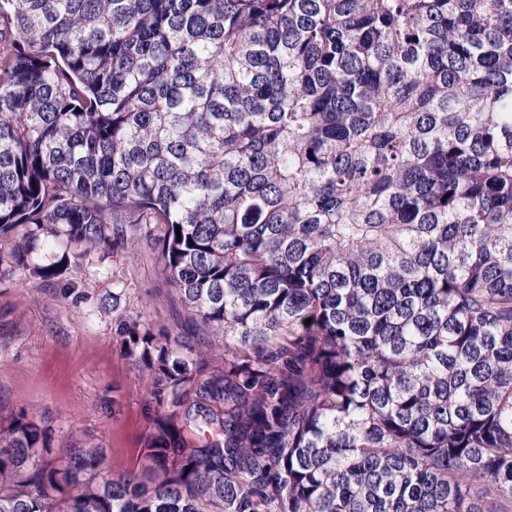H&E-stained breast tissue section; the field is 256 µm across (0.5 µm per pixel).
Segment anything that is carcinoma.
<instances>
[{"label": "carcinoma", "instance_id": "1", "mask_svg": "<svg viewBox=\"0 0 512 512\" xmlns=\"http://www.w3.org/2000/svg\"><path fill=\"white\" fill-rule=\"evenodd\" d=\"M61 246L190 333L112 289L152 431L0 400V512H512V0H0V286Z\"/></svg>", "mask_w": 512, "mask_h": 512}]
</instances>
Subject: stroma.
<instances>
[{
    "instance_id": "obj_1",
    "label": "stroma",
    "mask_w": 512,
    "mask_h": 512,
    "mask_svg": "<svg viewBox=\"0 0 512 512\" xmlns=\"http://www.w3.org/2000/svg\"><path fill=\"white\" fill-rule=\"evenodd\" d=\"M116 280L125 288L126 307L179 334L177 314L158 302L165 286L145 254L132 263L96 252L72 261L61 281L77 293L67 298L28 276L0 296L11 332L0 343V399L16 410L52 415L75 439L102 445L115 473L130 463L152 429L107 303Z\"/></svg>"
}]
</instances>
